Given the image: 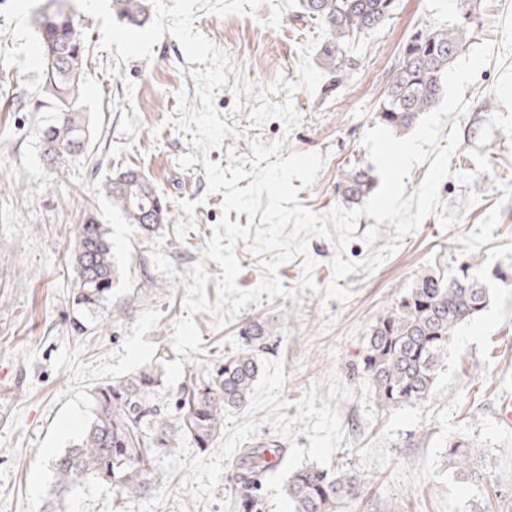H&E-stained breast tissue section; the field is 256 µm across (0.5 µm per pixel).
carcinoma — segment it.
<instances>
[{
	"mask_svg": "<svg viewBox=\"0 0 512 512\" xmlns=\"http://www.w3.org/2000/svg\"><path fill=\"white\" fill-rule=\"evenodd\" d=\"M301 6L306 17L325 28L326 60L341 84L354 64L346 45L393 18L399 0H301ZM112 12L134 27L150 17L147 0H112ZM32 26L44 75L35 111L53 113L35 134L43 162L56 169L61 161L87 151L92 137L81 104L87 42L71 0H45L33 14ZM467 37L464 26L413 33L378 105L379 120L403 132L432 108L443 93V73L462 53ZM371 187L370 174L356 169L342 182L341 195L357 201ZM101 191L127 223L145 231L170 217L167 202L136 169L107 176ZM72 260L78 301L99 307L111 294L114 269L111 246L95 218L79 225ZM478 269L476 257L470 256L452 277L420 276L371 327L362 370L379 406L396 409L432 399L455 332L490 303V288ZM258 375V359L248 349L224 357L215 375L193 382L171 402L161 395L162 373L153 365L98 385L83 435L52 461L53 500L46 512H65L66 495L88 479L127 497L142 498L167 486L171 476L164 461L175 458L185 443L211 448L224 430V413L247 404ZM479 455L466 436L448 438V463L457 479L483 484L484 475L475 468ZM237 466V480L252 489L273 469L258 447L244 452ZM359 487L360 480L347 469L306 466L288 475L283 490L292 512H342L358 497Z\"/></svg>",
	"mask_w": 512,
	"mask_h": 512,
	"instance_id": "obj_1",
	"label": "carcinoma"
}]
</instances>
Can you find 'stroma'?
Returning <instances> with one entry per match:
<instances>
[{"label":"stroma","instance_id":"35a3bbf8","mask_svg":"<svg viewBox=\"0 0 512 512\" xmlns=\"http://www.w3.org/2000/svg\"><path fill=\"white\" fill-rule=\"evenodd\" d=\"M41 5L0 0V66L15 76L9 93L0 92V512H44L51 463L88 425L94 387L152 364L166 393L175 394L246 349L240 330L251 323L269 330L257 354L259 376L247 407L225 413L218 442L205 451L184 444L167 462L171 482L160 492L122 498L89 480L69 494L66 512H235L246 494L257 512H291L284 481L305 466L344 467L364 480L347 512H474L487 498L494 512H512V425L500 418L501 407L512 404V0H472L467 19L459 0H402L393 19L350 46L355 65L340 85L322 54L324 29L300 7L286 8L277 29L265 27V5L251 16L199 14L195 31L226 53L236 72L261 86L279 77L295 85L293 96L274 97L280 104L292 99L302 118L280 155L325 157L317 180L298 194L319 214L347 207L336 187L349 171H374L363 139L414 32L464 23L468 47L489 43L494 56L464 89L451 175L439 186L441 200L458 211L456 225L425 219L374 269L340 279L352 292L345 302L319 294L332 279L334 247L310 236L317 290L302 287L303 259L294 257L278 271L285 296L248 304L222 327L195 314L202 344L187 357L176 352L172 334L185 314L189 273L204 262L206 294L216 302L222 269L202 261V250L221 217L248 223L247 214H223V196L209 191L202 164H178L194 148L167 119L180 91H188L190 106L201 105L193 65L167 34L151 60L116 61L99 47V20L77 11L89 50L83 104L93 133L87 155L49 169L34 134L44 113L16 111L7 100L37 95L41 55L31 16ZM486 98L493 111H480ZM214 105L237 131L209 153L221 166L232 151L250 157L253 139L281 137L280 121L253 125L254 98L236 100L226 86ZM476 152L490 170L462 185L458 174L476 173ZM128 167L151 180L173 223L144 232L100 193L107 175ZM90 216L106 233L115 270L107 302L92 312L76 301L71 265L78 227ZM465 255L480 263L489 305L458 329L431 401L382 410L360 368L370 327L418 277L436 268L454 272ZM458 432L481 448L487 484L455 478L445 442ZM268 443L281 452L277 467L258 491H248L236 481V463L244 449Z\"/></svg>","mask_w":512,"mask_h":512}]
</instances>
